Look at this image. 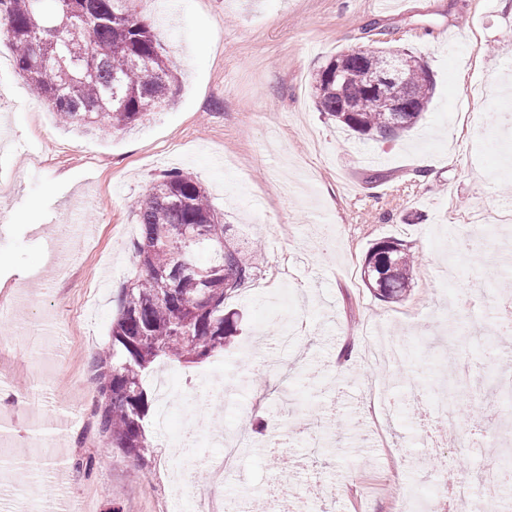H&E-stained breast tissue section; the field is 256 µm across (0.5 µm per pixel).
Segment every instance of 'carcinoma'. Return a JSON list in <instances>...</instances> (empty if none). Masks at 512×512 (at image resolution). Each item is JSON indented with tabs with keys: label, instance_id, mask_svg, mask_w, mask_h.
Segmentation results:
<instances>
[{
	"label": "carcinoma",
	"instance_id": "cac0c4a2",
	"mask_svg": "<svg viewBox=\"0 0 512 512\" xmlns=\"http://www.w3.org/2000/svg\"><path fill=\"white\" fill-rule=\"evenodd\" d=\"M138 0H0V25L27 86L59 121L84 131L126 130L170 102L175 75L160 31L142 20ZM400 49L364 50V57H332L313 76L317 109L363 138H396L412 129L432 98L425 63L403 82L366 89L365 65L383 67ZM342 63L347 79L330 75ZM408 95L412 111L389 126L388 106ZM136 267L121 289L107 348L94 359L89 380L102 441L133 456L150 457L144 421L150 404L144 375L166 358L200 363L231 346L238 314L224 301L253 280L259 260L254 241H233L189 173L160 174L136 202ZM363 276L381 298L398 303L416 272L402 243H376Z\"/></svg>",
	"mask_w": 512,
	"mask_h": 512
}]
</instances>
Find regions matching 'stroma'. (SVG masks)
Segmentation results:
<instances>
[{
	"mask_svg": "<svg viewBox=\"0 0 512 512\" xmlns=\"http://www.w3.org/2000/svg\"><path fill=\"white\" fill-rule=\"evenodd\" d=\"M182 77L174 101L118 133L62 126L30 93L0 33V425L12 451L33 432L58 434L39 455L38 494L82 501L88 512H193L200 477L177 491L183 456L217 455L215 431L237 438L264 423L228 492L242 502L284 483L308 512H406L447 475L486 473L501 456L498 425L512 407L489 391L504 371L489 340L503 282L512 281L511 224H490L486 254L455 251L468 218L512 198L505 141L491 116L512 113L498 92L512 71V0H147ZM388 43L421 57L434 96L418 126L393 140L348 134L317 111L310 84L340 52ZM206 189L263 262L227 299L241 313L234 348L199 364L165 362L174 407L165 426L149 413L153 450L139 467L92 428L89 365L108 344L121 288L133 268L135 202L163 171ZM394 238L420 259L407 298L376 296L363 281L368 250ZM475 295L482 314L460 333L453 296ZM403 341L410 366L366 357L370 326ZM41 351L28 362L27 347ZM480 378L457 417L480 415L476 447L432 457L417 412L446 400L437 387L455 350ZM413 371L422 388L399 381ZM229 383L213 402L214 384ZM75 416L81 431L56 429ZM331 441L329 455L308 438ZM280 446L269 449L268 441ZM91 457V473L75 460ZM326 489L306 499L308 486Z\"/></svg>",
	"mask_w": 512,
	"mask_h": 512,
	"instance_id": "35a3bbf8",
	"label": "stroma"
}]
</instances>
